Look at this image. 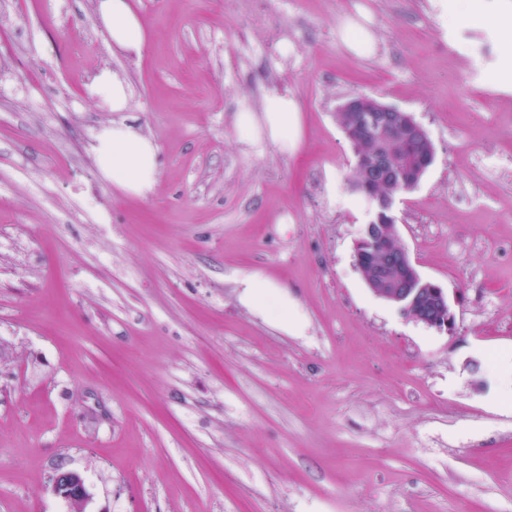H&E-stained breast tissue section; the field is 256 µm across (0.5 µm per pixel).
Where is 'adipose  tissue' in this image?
<instances>
[{"label": "adipose tissue", "mask_w": 512, "mask_h": 512, "mask_svg": "<svg viewBox=\"0 0 512 512\" xmlns=\"http://www.w3.org/2000/svg\"><path fill=\"white\" fill-rule=\"evenodd\" d=\"M99 12L113 45L129 53H141L147 32L133 0H101ZM238 143L269 144L284 154L295 153L303 139L302 119L296 100L288 95L265 96L260 109L245 106L235 116ZM101 173L121 192L146 197L157 182L159 148L131 126L116 122L103 129L94 147ZM242 297L261 313L278 320L288 317V298L280 287L255 273L241 279Z\"/></svg>", "instance_id": "obj_1"}]
</instances>
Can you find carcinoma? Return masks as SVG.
Wrapping results in <instances>:
<instances>
[{
  "label": "carcinoma",
  "instance_id": "carcinoma-1",
  "mask_svg": "<svg viewBox=\"0 0 512 512\" xmlns=\"http://www.w3.org/2000/svg\"><path fill=\"white\" fill-rule=\"evenodd\" d=\"M355 116L354 112H336V120L355 153L354 189L374 202L380 195L410 191L427 169L428 142L405 132L401 112L389 113L377 125L359 123ZM395 229V217L385 211L380 220L373 222L370 237L356 248L360 272L370 288L381 287L375 279L376 270L389 256L392 264L388 269L387 287L394 288L402 280L417 278L415 266L399 247Z\"/></svg>",
  "mask_w": 512,
  "mask_h": 512
}]
</instances>
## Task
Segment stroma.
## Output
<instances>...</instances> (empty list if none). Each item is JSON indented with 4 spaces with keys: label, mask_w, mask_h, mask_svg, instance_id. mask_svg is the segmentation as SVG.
<instances>
[{
    "label": "stroma",
    "mask_w": 512,
    "mask_h": 512,
    "mask_svg": "<svg viewBox=\"0 0 512 512\" xmlns=\"http://www.w3.org/2000/svg\"><path fill=\"white\" fill-rule=\"evenodd\" d=\"M137 0L141 55L99 0H0V512H512V0ZM365 56L339 27L358 8ZM289 54H282V40ZM126 111L90 98L102 70ZM272 92L295 154L237 142ZM366 95L435 150L398 241L444 288L448 334L372 294L374 204L336 120ZM125 122L159 147L146 198L94 153ZM282 287L300 326L242 298ZM53 491L68 503L73 512H85L82 508L88 499V491L83 477L72 471H61L53 479Z\"/></svg>",
    "instance_id": "obj_1"
}]
</instances>
